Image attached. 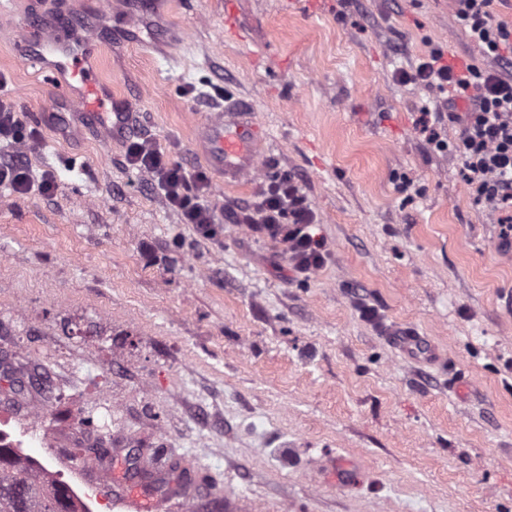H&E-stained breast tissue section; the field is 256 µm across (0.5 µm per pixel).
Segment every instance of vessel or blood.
<instances>
[{
	"label": "vessel or blood",
	"instance_id": "obj_1",
	"mask_svg": "<svg viewBox=\"0 0 512 512\" xmlns=\"http://www.w3.org/2000/svg\"><path fill=\"white\" fill-rule=\"evenodd\" d=\"M25 61L52 73L56 91L69 98L79 110L83 124L105 130L113 142L125 141L132 133V114L127 103L113 100L92 59L98 45L93 37L81 35L68 16L55 20L50 33L28 35ZM266 133L251 115L248 102L227 99L219 112L211 114L197 129V140L207 164L221 173L225 183H237L259 164Z\"/></svg>",
	"mask_w": 512,
	"mask_h": 512
}]
</instances>
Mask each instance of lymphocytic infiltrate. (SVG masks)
I'll return each instance as SVG.
<instances>
[{
	"mask_svg": "<svg viewBox=\"0 0 512 512\" xmlns=\"http://www.w3.org/2000/svg\"><path fill=\"white\" fill-rule=\"evenodd\" d=\"M456 17L471 42L482 51L483 65L449 64L442 49L431 51L411 81L446 92L448 120L460 133L451 143L435 140L438 150H452L464 164L468 190L476 203L497 214L499 251L512 253V26L494 20L493 0H456ZM40 134L24 126L12 100L0 96V143L11 152L0 157V187L16 195L33 192L50 195L56 178L45 172L33 177L26 162L27 148L38 144ZM126 160L147 174L166 203L180 212L184 223L203 234L214 231L215 213L204 171L170 162L164 148L147 138L130 140ZM240 223L263 233L287 256L295 275L306 277L324 267L330 256L316 233V217L301 187L287 174L267 184L258 201L243 208Z\"/></svg>",
	"mask_w": 512,
	"mask_h": 512,
	"instance_id": "obj_1",
	"label": "lymphocytic infiltrate"
}]
</instances>
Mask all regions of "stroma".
Instances as JSON below:
<instances>
[{
  "mask_svg": "<svg viewBox=\"0 0 512 512\" xmlns=\"http://www.w3.org/2000/svg\"><path fill=\"white\" fill-rule=\"evenodd\" d=\"M98 2L0 19L6 93L41 135L32 172L58 184L0 190V422L49 434L43 465L95 512H136L75 468L95 444L156 512H512V255L419 125L447 94L399 78L435 47L482 64L453 0ZM64 12L94 18L134 135L172 161L204 169L214 101L252 103L273 149L239 183L209 172L214 236L23 62L21 29ZM283 172L330 253L304 279L238 221ZM44 386L49 416L23 412Z\"/></svg>",
  "mask_w": 512,
  "mask_h": 512,
  "instance_id": "1",
  "label": "stroma"
}]
</instances>
